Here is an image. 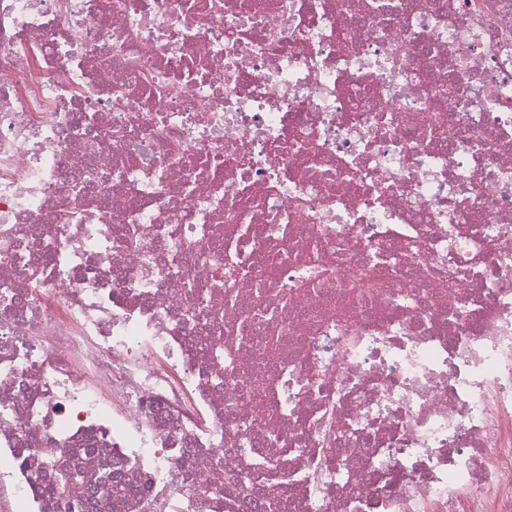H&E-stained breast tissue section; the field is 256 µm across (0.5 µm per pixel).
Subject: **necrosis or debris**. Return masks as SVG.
<instances>
[{
  "label": "necrosis or debris",
  "instance_id": "necrosis-or-debris-1",
  "mask_svg": "<svg viewBox=\"0 0 512 512\" xmlns=\"http://www.w3.org/2000/svg\"><path fill=\"white\" fill-rule=\"evenodd\" d=\"M276 498L512 512V0H0V512Z\"/></svg>",
  "mask_w": 512,
  "mask_h": 512
}]
</instances>
